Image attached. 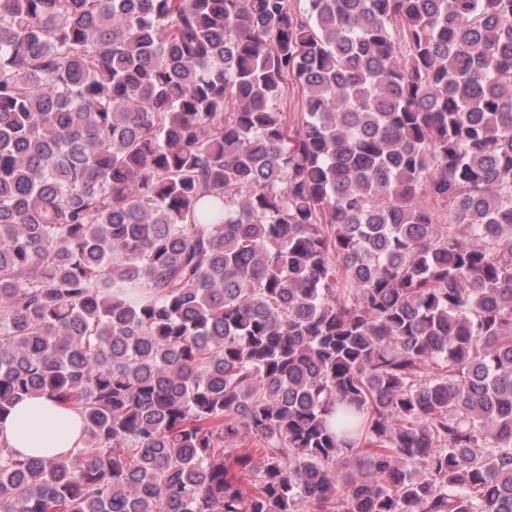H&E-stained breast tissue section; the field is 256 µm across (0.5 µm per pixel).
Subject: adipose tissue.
<instances>
[{"instance_id": "1", "label": "adipose tissue", "mask_w": 512, "mask_h": 512, "mask_svg": "<svg viewBox=\"0 0 512 512\" xmlns=\"http://www.w3.org/2000/svg\"><path fill=\"white\" fill-rule=\"evenodd\" d=\"M0 439L31 457L66 456L85 441L84 421L45 396H29L0 418Z\"/></svg>"}]
</instances>
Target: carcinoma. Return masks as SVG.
<instances>
[{
  "label": "carcinoma",
  "instance_id": "obj_1",
  "mask_svg": "<svg viewBox=\"0 0 512 512\" xmlns=\"http://www.w3.org/2000/svg\"><path fill=\"white\" fill-rule=\"evenodd\" d=\"M28 395L0 512H512V0H0ZM85 437L81 415L47 396H28L0 419V439L31 457L68 456L82 448Z\"/></svg>",
  "mask_w": 512,
  "mask_h": 512
}]
</instances>
